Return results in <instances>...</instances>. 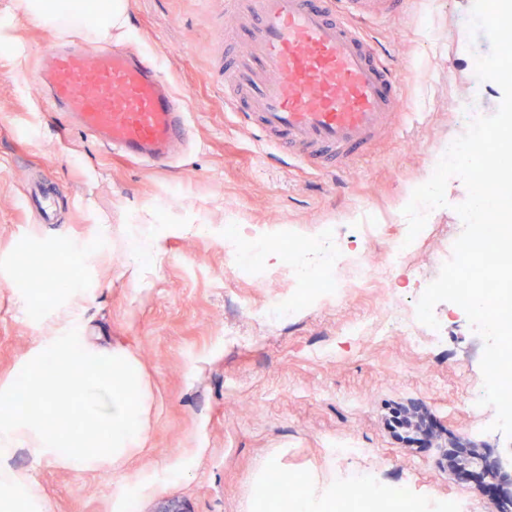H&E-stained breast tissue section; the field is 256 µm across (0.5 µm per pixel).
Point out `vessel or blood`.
<instances>
[{"label":"vessel or blood","mask_w":512,"mask_h":512,"mask_svg":"<svg viewBox=\"0 0 512 512\" xmlns=\"http://www.w3.org/2000/svg\"><path fill=\"white\" fill-rule=\"evenodd\" d=\"M407 0H224L214 74L224 103L272 159L335 175L371 154L406 109L402 79L362 21L403 14ZM52 111L135 163L166 167L188 140L189 110L159 60L70 35L39 60ZM55 181L25 193L42 223L57 220Z\"/></svg>","instance_id":"obj_1"}]
</instances>
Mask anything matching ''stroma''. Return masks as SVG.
Segmentation results:
<instances>
[{"instance_id": "stroma-1", "label": "stroma", "mask_w": 512, "mask_h": 512, "mask_svg": "<svg viewBox=\"0 0 512 512\" xmlns=\"http://www.w3.org/2000/svg\"><path fill=\"white\" fill-rule=\"evenodd\" d=\"M125 46H142L163 64L177 92L191 101L193 139L183 157L157 170L112 156L81 130L62 128L49 115L37 86L38 60L51 32L11 16L0 0V258L20 239L66 236L80 245L103 236L90 265L85 315L88 340L122 347L142 365L150 400L148 439L138 457L97 473L77 472L17 455L43 490V512H161L176 503L183 512H268L253 505L256 475L268 464L299 477L358 476L372 459H339L331 442L356 439L384 464L383 486L405 484L419 495L444 498L471 492L448 470L451 444L477 450L479 468L499 459L502 440L479 431V419L463 406L482 382V338L447 303L434 309L448 332L441 347L414 351L398 336H369L363 346L345 336L346 326L375 316L384 291L352 288L343 305L330 295L298 304L283 322L251 320L236 299L262 304L298 296L301 278H335L329 259L318 258L295 274L284 258L264 260L262 286L242 278L224 257V227L244 236L271 235L282 242L321 239L346 224H383L386 235L338 242L348 253L380 257L405 223L403 203L422 185L449 138L465 133L460 100H481L485 114L501 102L494 85L479 81L473 62L490 42L477 34L460 45L466 27L464 0H413L404 17L377 22L370 36L403 77V94L416 105L397 131L369 156L332 178L305 167L274 162L224 106L210 48L220 0H130ZM46 177L67 192L60 221L40 223L21 198L31 182ZM447 207L430 227L394 286L408 303L422 294L416 271L431 269L457 226L455 205L467 197L460 178L449 180ZM150 236V259L136 241ZM0 272V375L12 371L42 327L24 309L22 295L4 288ZM223 280L216 288L215 280ZM251 335L246 347L224 339L225 326ZM332 351L330 361L313 357ZM429 413L433 434L392 430L395 410Z\"/></svg>"}]
</instances>
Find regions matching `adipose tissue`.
<instances>
[{
	"label": "adipose tissue",
	"instance_id": "1",
	"mask_svg": "<svg viewBox=\"0 0 512 512\" xmlns=\"http://www.w3.org/2000/svg\"><path fill=\"white\" fill-rule=\"evenodd\" d=\"M106 19L92 24L88 16L93 10L90 0H11L17 16L37 22L43 28L57 30L61 20L80 27L91 41L120 38L126 33L130 0H104Z\"/></svg>",
	"mask_w": 512,
	"mask_h": 512
}]
</instances>
